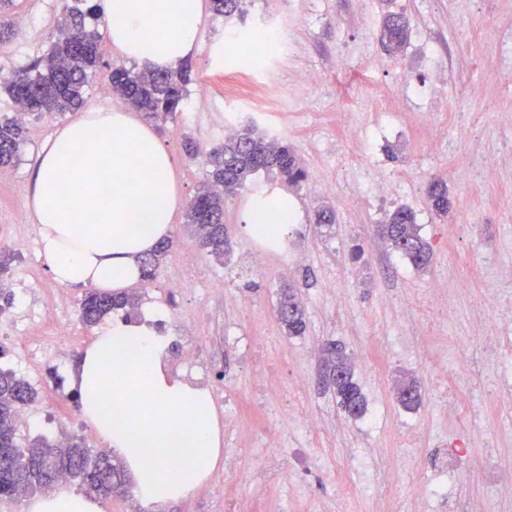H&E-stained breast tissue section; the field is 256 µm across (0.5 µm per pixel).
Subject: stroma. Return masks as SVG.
<instances>
[{
  "mask_svg": "<svg viewBox=\"0 0 512 512\" xmlns=\"http://www.w3.org/2000/svg\"><path fill=\"white\" fill-rule=\"evenodd\" d=\"M64 0H15L11 17L26 29L0 43V79L47 49ZM233 25L242 51L261 29L282 36L284 62H258L260 79L272 84V103L248 93L224 91L223 18L206 16L188 64L191 82L183 112L156 123L175 175L181 203L173 217V249L161 275L176 274L194 261L197 286L174 297L141 298L137 316L151 317L171 340V360L187 341L180 315L195 319L214 360L211 384L223 400L218 415L220 462L188 497L146 508L134 491L99 500L100 512H512V499L498 497L492 484L443 480L438 474L445 448L466 437L470 454L461 470L491 465L512 470V413L501 407L497 382L487 378L486 353L512 365V327L495 312L512 306V83L503 79L497 39L512 31V0H247ZM403 13L409 36L399 55L386 53L379 33L386 12ZM104 62L89 87L84 111L120 102L106 93L108 65H124L99 25ZM348 66L337 70V57ZM322 76L317 90L296 83L303 70ZM223 97L224 109L295 150L306 178L287 188L259 173L224 206L231 253L217 261L185 227L190 200L207 178L203 152L220 147L224 133L197 97L200 83ZM483 93L471 94L473 85ZM59 115L26 123V136L13 166L0 168V248L13 251L10 277L24 276L51 291L56 283L38 239L24 234L33 223L26 189L40 146L63 124ZM356 126L352 141L348 126ZM200 148L184 150L185 139ZM497 158L479 180H468L469 161ZM373 173L390 187L387 197L367 193L362 180ZM436 176L448 185L451 211L436 216L425 193ZM284 194L297 213L287 245L269 254L262 271L242 254L255 241L244 228L252 200ZM331 206L332 228H317L314 211ZM400 206L413 209L430 243L428 270L412 265L383 240L380 224ZM295 287L307 330L284 335L275 308L283 284ZM340 343L366 398L363 418L348 417L324 378L329 343ZM468 347L470 369L457 368L456 354ZM80 351H72L66 373L48 376L36 394L55 426L81 417L67 396ZM415 382L419 406L397 400L399 386ZM469 400L479 425L457 420L459 400ZM312 414L319 427L302 425ZM277 436L267 447V433ZM302 454L304 468L258 471V457ZM403 487L389 502L384 476ZM446 482L445 501L420 492Z\"/></svg>",
  "mask_w": 512,
  "mask_h": 512,
  "instance_id": "35a3bbf8",
  "label": "stroma"
}]
</instances>
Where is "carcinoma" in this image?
<instances>
[{"mask_svg":"<svg viewBox=\"0 0 512 512\" xmlns=\"http://www.w3.org/2000/svg\"><path fill=\"white\" fill-rule=\"evenodd\" d=\"M210 9L226 20L245 13V0H210ZM96 17L95 6L87 0H74L59 21L56 36L46 52L33 63L14 72L6 80V89L14 104L28 116L72 112L79 109L91 80L102 65L100 34L87 19ZM408 29L402 14L391 12L383 21L381 39L388 54L400 53L407 41ZM111 91L125 100L132 109L147 118H165L185 108L189 68L159 71H132L113 68L110 71ZM25 126L15 118L0 117V167L15 163ZM208 177L186 211V225L193 228L202 247L221 260L230 253L224 238V201L244 188L260 171L272 173L289 185H297L305 177L294 150L287 143L270 137L254 126H246L224 139V146L212 152L207 160ZM426 196L438 216L448 215V189L445 181L436 178L427 185ZM381 233L389 244L417 270L427 269L432 249L420 235L414 212L406 207L395 209ZM170 240L141 258V279L157 278ZM139 295L91 291L80 303L81 320L94 326L114 310L137 308ZM276 316L288 336H302L306 331L305 312L301 302L288 289H283L276 304ZM331 358L344 370L342 383L334 388L337 404L351 418L366 411V399L354 378L352 365L341 347H328ZM36 397L35 389L10 369L0 367V451L9 459L8 468L0 469V494L17 499L35 490H46L59 482V469L78 481L87 496L106 498L125 486L123 466L114 456L93 453L86 442L74 437L61 446L37 436L23 446L18 439V418L21 408Z\"/></svg>","mask_w":512,"mask_h":512,"instance_id":"obj_1","label":"carcinoma"}]
</instances>
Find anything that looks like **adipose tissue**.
<instances>
[{
  "label": "adipose tissue",
  "instance_id": "adipose-tissue-1",
  "mask_svg": "<svg viewBox=\"0 0 512 512\" xmlns=\"http://www.w3.org/2000/svg\"><path fill=\"white\" fill-rule=\"evenodd\" d=\"M120 55L154 69L193 50L206 0H104ZM172 27L160 40L152 28ZM53 278L120 291L140 279L136 259L170 236L180 200L169 156L136 112H82L42 146L27 196ZM169 340L149 320H115L80 359L83 413L126 460L151 507L187 497L220 457L207 391L167 369Z\"/></svg>",
  "mask_w": 512,
  "mask_h": 512
}]
</instances>
